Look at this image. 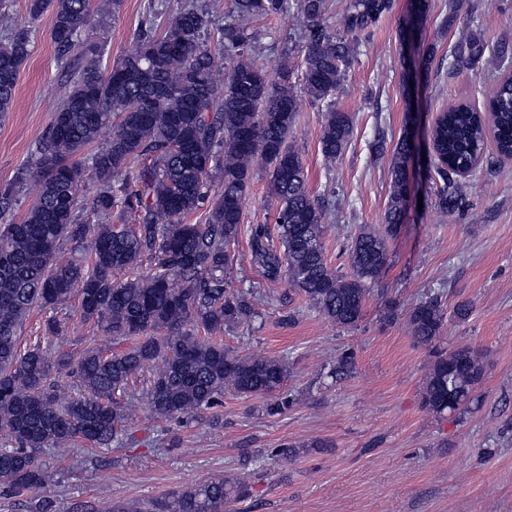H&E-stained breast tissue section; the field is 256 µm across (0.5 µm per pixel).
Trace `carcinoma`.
<instances>
[{"instance_id":"cac0c4a2","label":"carcinoma","mask_w":512,"mask_h":512,"mask_svg":"<svg viewBox=\"0 0 512 512\" xmlns=\"http://www.w3.org/2000/svg\"><path fill=\"white\" fill-rule=\"evenodd\" d=\"M118 0H27V20L17 23L0 9V114L11 111L20 68L30 53L26 25L52 11L51 37L69 58L65 92L46 137L18 174L32 182L35 199L24 218L8 220L12 198L0 197V488L14 494L52 479L38 453L85 441L110 448L120 441L128 408L117 396L145 367L159 363L145 397L161 419L191 420L218 405L224 390L244 396L278 393L268 411L281 412L294 398L281 392L288 378L284 360L234 356L219 335L224 328L260 317L254 297L233 292L228 273L253 178L252 162H264L276 201L279 243L265 224L250 229L254 265L270 284L286 282L303 293L325 319L354 327L364 317L368 284L388 261V240L400 234L409 194L411 130L397 140L389 163L390 189L384 227L362 228L348 250L351 272L329 266L324 247L323 205L310 195L308 175L295 145L298 99L288 53L268 63L255 59L249 23L287 13L288 0H230L213 48L203 35L209 16L182 3L159 32L138 37L134 48L102 66L104 49L84 38L94 13L106 14ZM392 7L391 0H347L345 33L324 24L326 0H300L308 28L301 81L304 93L326 105L320 139L330 162L353 133V117L332 98L355 53L348 33L365 30ZM482 49L470 36L454 44L453 66L471 69ZM484 113L467 105L439 113L430 131L434 207L456 213L465 200L460 173L477 167L492 133L499 154L512 156V79L503 76L486 91ZM107 140L76 157L103 133ZM97 189L90 208L120 224H81L77 209L84 172ZM123 176L120 185L114 184ZM220 189L212 192L213 183ZM203 210L197 224L188 216ZM90 238L87 250L58 257L66 241ZM149 267L146 275L142 267ZM78 296L81 317L115 339H136L122 352L86 349L78 360L62 354L50 361L38 346L19 349V332L36 306L61 310ZM445 313L438 297L410 309L413 337L430 345L440 337ZM355 353L344 350L333 367L352 374ZM69 371L80 385L74 395L56 391L52 372ZM484 375L470 346L435 350L429 362L422 407L441 417L463 413L475 400ZM243 478L227 475L183 488L149 506L118 502L109 512H224V505L250 497Z\"/></svg>"}]
</instances>
